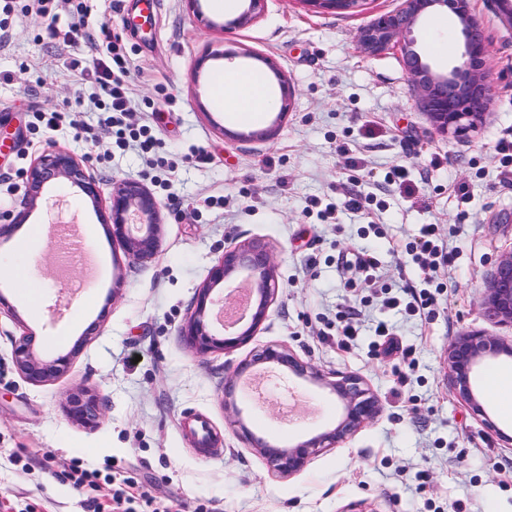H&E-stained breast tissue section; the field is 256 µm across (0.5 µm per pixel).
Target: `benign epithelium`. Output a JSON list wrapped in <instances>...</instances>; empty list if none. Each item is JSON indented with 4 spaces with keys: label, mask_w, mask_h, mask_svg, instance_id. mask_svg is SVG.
<instances>
[{
    "label": "benign epithelium",
    "mask_w": 512,
    "mask_h": 512,
    "mask_svg": "<svg viewBox=\"0 0 512 512\" xmlns=\"http://www.w3.org/2000/svg\"><path fill=\"white\" fill-rule=\"evenodd\" d=\"M304 2L317 8L350 10L362 0ZM435 9L451 10L464 38V52L460 60L446 73L434 70L423 60L416 48V41L407 37L418 21ZM400 39L403 40L401 50L406 71L419 93L420 107L438 132L460 137L481 125L492 97L489 81L491 51L480 33L478 20L471 12L470 0H404L400 11L379 17L356 36L359 49L368 55H377ZM59 177L76 185L93 206H98L101 200L99 186L87 175L79 159L62 149L49 151L31 166L26 180L28 200L35 201L45 184ZM156 213L155 198L138 182L122 183L112 192V238L121 241L128 254L137 261L151 260L157 254ZM236 275L244 276L248 285L246 314L249 320L236 332L220 336L212 330L211 317L217 304L225 302V296L214 298L212 293ZM275 291L273 260L264 245L251 241L227 249L221 261L211 269L206 284L200 288L195 308L182 328V336L200 355L245 344L265 318ZM484 309L489 319L512 325V251L502 255L495 265L487 286ZM80 347L78 343L69 353L45 361L35 351L32 336L24 335L15 343L14 362L19 373L28 381L46 382L66 371ZM500 354L512 357V344L477 330L461 334L448 348V372L453 389L458 398L480 416L485 415V411L475 391V376L486 358ZM250 365L287 368L295 375L329 389L343 406L342 415L333 427L293 445H272L255 437L241 417L236 390L243 368L235 370L224 386V410L232 414L233 426L238 428L239 434L266 459L272 471L282 476L289 477L302 471L312 456L336 446L373 421L380 412L376 395L360 376L345 374L331 380L318 369L300 362L285 347H266L254 355ZM66 407L69 418L78 425L95 424L100 418L96 399L84 391L70 393L66 398Z\"/></svg>",
    "instance_id": "obj_1"
}]
</instances>
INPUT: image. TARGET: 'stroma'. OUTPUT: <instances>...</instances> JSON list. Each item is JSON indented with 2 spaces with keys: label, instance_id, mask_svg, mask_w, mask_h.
<instances>
[{
  "label": "stroma",
  "instance_id": "obj_1",
  "mask_svg": "<svg viewBox=\"0 0 512 512\" xmlns=\"http://www.w3.org/2000/svg\"><path fill=\"white\" fill-rule=\"evenodd\" d=\"M27 0H0V214L25 212L0 235L12 258L28 225L60 219L92 259L60 275L41 234L31 254L36 302L0 278V512H94L122 480L134 512H512V420L494 407L476 415L454 393L450 344L477 329L512 341V327L484 313L487 282L512 251V182L496 152L512 141V24L499 0H472L492 54V101L464 137L442 136L418 103L399 48L361 53L358 30L403 0H365L358 11L309 12L300 0H265L236 25L212 0H53L51 14ZM56 37H49L47 27ZM120 44L133 90L128 121L157 142L161 170L137 147H113L95 103L100 66ZM250 68L272 90L288 86L285 114L242 124L210 94L218 69ZM60 109L57 126L38 120ZM61 148L86 162L104 195L139 181L158 202L159 250L133 261L93 206L63 179L26 206L25 174ZM405 168L402 178L394 168ZM369 196L364 214L326 224L318 203ZM424 224H452L456 256L441 269L428 318L385 309L382 288L420 285L403 250ZM248 240L269 248L277 291L252 339L196 354L181 334L200 288L225 249ZM379 260L378 285L355 300L340 254L360 248ZM351 312L362 334L336 345V314ZM392 324L409 359L385 354L378 322ZM94 335H87L88 326ZM29 334L41 358L71 354L67 373L34 384L13 350ZM281 344L325 375L353 373L378 396L377 418L292 476L273 472L224 412L227 377L265 347ZM270 401L286 418L238 390L251 432L288 445L330 428L342 405L329 390L278 370ZM94 394L97 426L73 423L68 393ZM96 472L76 491L72 466Z\"/></svg>",
  "mask_w": 512,
  "mask_h": 512
}]
</instances>
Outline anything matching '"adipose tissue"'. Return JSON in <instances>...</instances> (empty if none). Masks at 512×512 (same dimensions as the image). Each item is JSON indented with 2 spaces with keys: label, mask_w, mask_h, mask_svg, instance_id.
I'll return each mask as SVG.
<instances>
[{
  "label": "adipose tissue",
  "mask_w": 512,
  "mask_h": 512,
  "mask_svg": "<svg viewBox=\"0 0 512 512\" xmlns=\"http://www.w3.org/2000/svg\"><path fill=\"white\" fill-rule=\"evenodd\" d=\"M213 93L217 103L243 123L257 122L276 107L271 88L239 67L218 72L214 78Z\"/></svg>",
  "instance_id": "1"
}]
</instances>
